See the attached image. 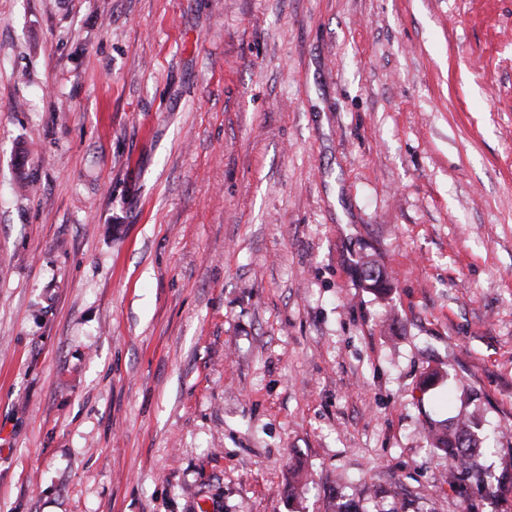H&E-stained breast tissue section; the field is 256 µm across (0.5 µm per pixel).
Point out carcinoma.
Here are the masks:
<instances>
[{"label":"carcinoma","mask_w":512,"mask_h":512,"mask_svg":"<svg viewBox=\"0 0 512 512\" xmlns=\"http://www.w3.org/2000/svg\"><path fill=\"white\" fill-rule=\"evenodd\" d=\"M475 417L460 418L452 426L435 424L428 428L430 446L448 456V484L459 496L468 500L467 512H479L480 505L469 500L467 482H484V473L475 461L478 440ZM496 493L512 512V468L506 467L497 479Z\"/></svg>","instance_id":"1"}]
</instances>
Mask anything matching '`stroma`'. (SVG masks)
<instances>
[{
  "mask_svg": "<svg viewBox=\"0 0 512 512\" xmlns=\"http://www.w3.org/2000/svg\"><path fill=\"white\" fill-rule=\"evenodd\" d=\"M470 413L499 474L512 0H0V512H465ZM477 423L474 416L459 418L454 425H431L427 431L430 446L448 456V484L459 496L469 500L465 481L480 484L484 473L475 461L478 455Z\"/></svg>",
  "mask_w": 512,
  "mask_h": 512,
  "instance_id": "1",
  "label": "stroma"
}]
</instances>
